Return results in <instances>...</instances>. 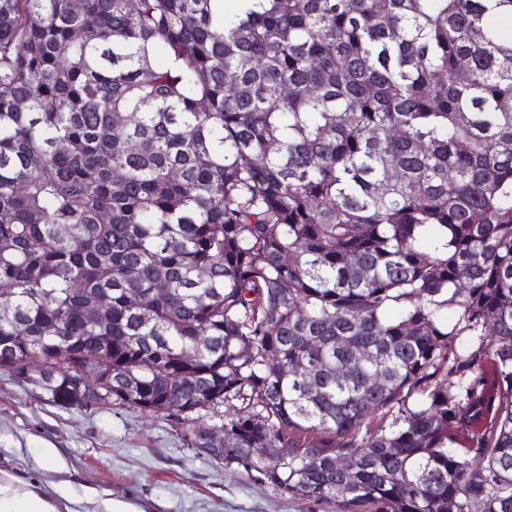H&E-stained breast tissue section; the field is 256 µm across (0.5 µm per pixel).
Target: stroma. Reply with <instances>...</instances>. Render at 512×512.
Instances as JSON below:
<instances>
[{"label": "stroma", "mask_w": 512, "mask_h": 512, "mask_svg": "<svg viewBox=\"0 0 512 512\" xmlns=\"http://www.w3.org/2000/svg\"><path fill=\"white\" fill-rule=\"evenodd\" d=\"M184 427L130 409L62 408L0 371V471L78 512L112 497L141 512H333L332 505L282 496L256 475L187 448ZM57 449L65 469L43 451Z\"/></svg>", "instance_id": "1"}]
</instances>
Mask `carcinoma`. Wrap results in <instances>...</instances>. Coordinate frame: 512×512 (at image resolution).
Returning <instances> with one entry per match:
<instances>
[{
    "mask_svg": "<svg viewBox=\"0 0 512 512\" xmlns=\"http://www.w3.org/2000/svg\"><path fill=\"white\" fill-rule=\"evenodd\" d=\"M247 2L0 0V370L189 448L227 405L336 512H512V0Z\"/></svg>",
    "mask_w": 512,
    "mask_h": 512,
    "instance_id": "1",
    "label": "carcinoma"
}]
</instances>
